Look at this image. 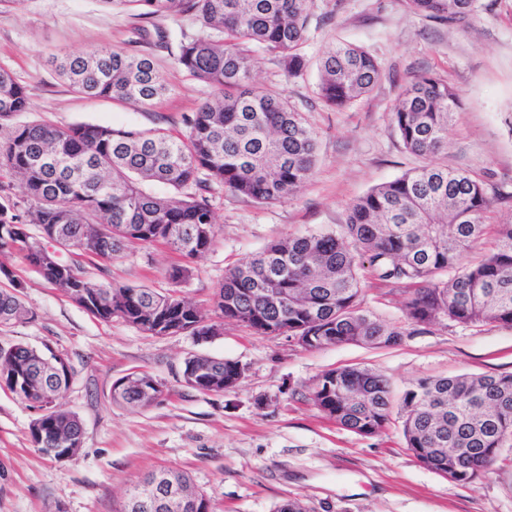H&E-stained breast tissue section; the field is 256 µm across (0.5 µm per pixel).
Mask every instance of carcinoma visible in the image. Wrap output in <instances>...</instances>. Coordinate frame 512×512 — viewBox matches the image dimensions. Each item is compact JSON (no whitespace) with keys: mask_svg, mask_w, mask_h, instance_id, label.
I'll use <instances>...</instances> for the list:
<instances>
[{"mask_svg":"<svg viewBox=\"0 0 512 512\" xmlns=\"http://www.w3.org/2000/svg\"><path fill=\"white\" fill-rule=\"evenodd\" d=\"M140 11L142 16L187 17L196 32H185L176 61L211 89L195 112L184 116L180 137L97 124L66 127L16 124L32 108L26 88L0 67V169L20 179L25 215L0 204V256H23L40 278L76 296L94 317H117L160 336L178 329L206 336L224 321L266 336H308L307 350L341 344L388 347L401 328L360 310V283L378 278L405 285L406 320L433 325L449 320L469 327L512 324V224H491L494 199L483 181L428 163L371 188L349 208L336 232L290 235L243 258L224 274L214 300L217 320L172 289L94 282L85 265L57 258L45 265L49 241L58 251L92 256L104 263L122 256L132 243L162 242L184 264L168 278L183 281L192 263L211 250L215 216L206 193L222 186L259 204L283 203L310 177L316 138L285 90L257 88L252 47L273 54L285 77L307 67L299 53L310 23V0H102ZM475 0H407L418 13L442 22L467 17ZM58 70L72 89L95 98L129 100L149 108L169 93L148 56L104 48L67 55ZM377 59L362 47L335 44L320 61L318 96L329 108H344L368 94L380 77ZM458 96L441 78L424 73L404 87L391 121L404 148L425 159L447 145L448 123ZM167 185L171 196L145 185ZM39 228L36 239L27 225ZM54 231L51 240L43 234ZM494 241L482 258L461 266L462 254ZM19 295L0 289V325L30 320ZM44 353L15 344L0 346V388L43 413L29 424L32 447L50 459L76 454L83 427L58 399L74 377L69 360L54 357L55 370L39 366ZM242 366L224 358L190 355L181 380L203 393H224V380ZM156 380L147 373L117 389L112 400L137 410L154 404ZM311 400L325 415L360 435L373 436L392 421L394 397L387 379L368 367L333 369L319 376ZM407 447L424 466L453 468L454 481L471 483L490 471L512 448V374H462L423 379L401 396ZM167 474L191 491L209 512L208 499L189 478Z\"/></svg>","mask_w":512,"mask_h":512,"instance_id":"obj_1","label":"carcinoma"}]
</instances>
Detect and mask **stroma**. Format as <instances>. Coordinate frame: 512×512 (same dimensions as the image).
Returning a JSON list of instances; mask_svg holds the SVG:
<instances>
[{
    "instance_id": "35a3bbf8",
    "label": "stroma",
    "mask_w": 512,
    "mask_h": 512,
    "mask_svg": "<svg viewBox=\"0 0 512 512\" xmlns=\"http://www.w3.org/2000/svg\"><path fill=\"white\" fill-rule=\"evenodd\" d=\"M164 28L159 45L155 28ZM188 18L136 16L110 11L100 0H27L0 13V66L26 87L30 111L19 124L49 122L123 126L183 132L208 90L176 62ZM363 47L382 73L373 90L344 109L323 105L317 63L336 43ZM105 47L152 57L170 88L153 107L88 98L58 77L52 57ZM308 67L285 80L276 59L257 51V86L282 85L316 133L309 179L286 202L259 204L214 187L210 192L217 237L177 285L205 314L226 269L281 238L307 231L333 232L349 206L372 187L423 165L391 124L406 82L432 73L457 92L460 105L448 125L438 163L469 172L495 192L493 221L512 223V0H476L465 20L448 24L412 12L406 0H313ZM180 256L160 244L131 246L111 264L95 261V281L170 289L167 272ZM0 288L21 285L33 320L0 326V346L23 343L67 358L75 376L61 402L83 425L82 445L58 463L31 445L34 408L0 389V512H121L127 490L146 473L171 468L188 473L211 512H274L298 499L310 512H512V461H498L468 484L423 466L407 447L399 421L381 433L357 435L323 415L310 401L315 379L349 366L379 370L395 393L418 380L463 373L512 374V326L465 327L449 321L405 323L404 294L369 278L362 311L405 330L401 342L371 348L357 344L319 350L288 336H261L236 322L201 341L187 335L156 337L115 318L103 322L44 283L18 256L6 258ZM192 354L239 362L241 384L224 394L202 393L181 382ZM145 372L164 397L140 411L111 400L112 385Z\"/></svg>"
}]
</instances>
